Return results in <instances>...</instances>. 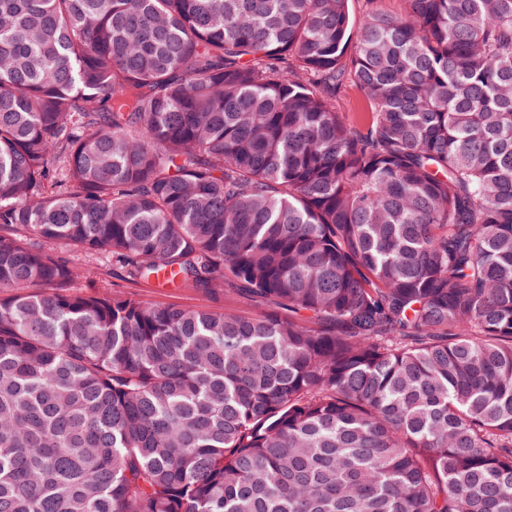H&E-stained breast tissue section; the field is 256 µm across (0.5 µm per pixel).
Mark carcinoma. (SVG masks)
<instances>
[{"label":"carcinoma","instance_id":"carcinoma-1","mask_svg":"<svg viewBox=\"0 0 512 512\" xmlns=\"http://www.w3.org/2000/svg\"><path fill=\"white\" fill-rule=\"evenodd\" d=\"M367 2L0 0V512H512V0ZM67 251L78 266L92 265L96 267L97 275L93 281L79 279L70 288L77 292L107 291L112 294L131 296L138 300L154 305H179L191 309L216 313L232 312L243 316H251L260 311L287 315L277 305L268 303L258 308L247 297L237 292L235 286L226 285L223 291L206 292L194 288L189 283L152 280L149 282L136 281L112 266V259L106 256L88 257L84 253ZM95 287V288H94Z\"/></svg>","mask_w":512,"mask_h":512}]
</instances>
